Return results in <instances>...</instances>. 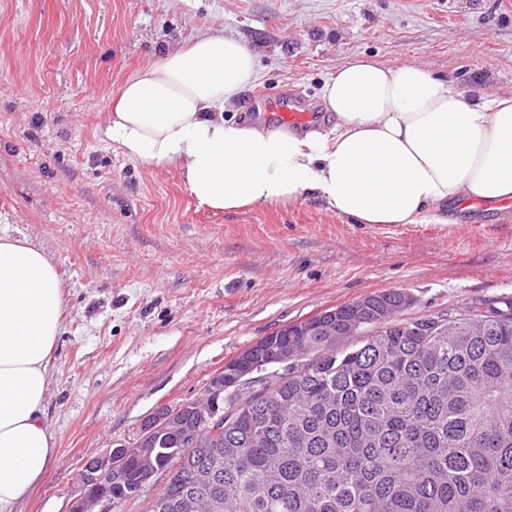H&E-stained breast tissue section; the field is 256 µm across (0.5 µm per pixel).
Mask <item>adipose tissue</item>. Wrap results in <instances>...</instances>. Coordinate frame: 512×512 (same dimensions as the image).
I'll return each mask as SVG.
<instances>
[{
    "label": "adipose tissue",
    "instance_id": "1",
    "mask_svg": "<svg viewBox=\"0 0 512 512\" xmlns=\"http://www.w3.org/2000/svg\"><path fill=\"white\" fill-rule=\"evenodd\" d=\"M257 76L234 35H197L123 83L107 135L228 213L316 199L359 224L445 223L453 203L512 199V95L481 101L421 65L361 56L322 86L332 126L297 132L225 117ZM64 313L52 258L1 224L0 512H16L54 463L44 416Z\"/></svg>",
    "mask_w": 512,
    "mask_h": 512
}]
</instances>
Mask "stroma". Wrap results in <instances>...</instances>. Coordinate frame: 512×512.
Masks as SVG:
<instances>
[{
  "instance_id": "35a3bbf8",
  "label": "stroma",
  "mask_w": 512,
  "mask_h": 512,
  "mask_svg": "<svg viewBox=\"0 0 512 512\" xmlns=\"http://www.w3.org/2000/svg\"><path fill=\"white\" fill-rule=\"evenodd\" d=\"M240 38L245 101L322 110L336 68L415 62L469 96L512 94V0H0V217L51 256L67 312L45 409L56 460L18 512H67L89 458L192 400L260 338L387 289L410 320L512 298V208L358 224L316 201L234 213L119 154L112 98L203 32Z\"/></svg>"
}]
</instances>
